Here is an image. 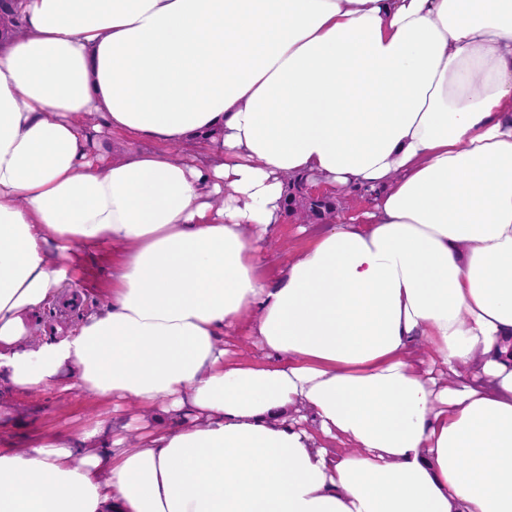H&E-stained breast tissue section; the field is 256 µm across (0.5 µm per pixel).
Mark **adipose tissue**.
<instances>
[{
	"label": "adipose tissue",
	"instance_id": "obj_1",
	"mask_svg": "<svg viewBox=\"0 0 512 512\" xmlns=\"http://www.w3.org/2000/svg\"><path fill=\"white\" fill-rule=\"evenodd\" d=\"M0 384L134 402L0 512H512V0H18ZM123 132L140 147L98 151ZM338 195L270 270L290 182ZM108 301L30 343L80 249ZM247 325L261 362H230Z\"/></svg>",
	"mask_w": 512,
	"mask_h": 512
}]
</instances>
